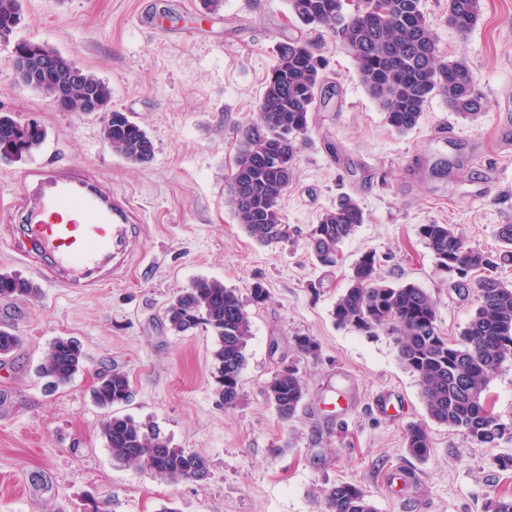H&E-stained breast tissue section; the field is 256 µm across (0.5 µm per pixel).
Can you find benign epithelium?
I'll use <instances>...</instances> for the list:
<instances>
[{
	"label": "benign epithelium",
	"mask_w": 512,
	"mask_h": 512,
	"mask_svg": "<svg viewBox=\"0 0 512 512\" xmlns=\"http://www.w3.org/2000/svg\"><path fill=\"white\" fill-rule=\"evenodd\" d=\"M12 67L23 87L40 89L59 111H72V99L76 97L79 99L78 112L81 115L102 113L107 116L111 113V110L104 107L96 84L89 81L83 70L64 56L53 59L15 47L12 53ZM50 67L55 68L60 79L54 85L45 86L41 84L42 75Z\"/></svg>",
	"instance_id": "obj_1"
}]
</instances>
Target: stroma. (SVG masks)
<instances>
[{
  "label": "stroma",
  "instance_id": "1",
  "mask_svg": "<svg viewBox=\"0 0 512 512\" xmlns=\"http://www.w3.org/2000/svg\"><path fill=\"white\" fill-rule=\"evenodd\" d=\"M22 21L0 38V112L36 118L47 140L31 158L0 159V270L38 286L34 298L1 299L0 328L21 344L0 361V512H321L322 489L360 487L376 512H485L512 497V433L496 447L431 421L418 378L392 336L338 326L332 311L353 264L375 253L387 282L413 283L437 304L443 336L456 339L476 309L458 275L441 268L418 234L452 224L497 254L512 221V0H482L473 29L446 20L447 0H421L444 60H464L486 108L470 121L434 97L419 125L400 134L360 81L353 57L325 29H307L288 0H23ZM303 36L326 61V102L314 112L278 209L287 232L264 245L228 203L239 126L256 120L279 42ZM47 44L112 88V106L149 133L152 160L132 164L104 142L98 115L57 111L16 82L17 39ZM67 167L128 198L136 235L116 273L98 287L61 288L17 248L32 198L24 173ZM364 224L337 266L318 263L309 233L341 195ZM238 294L251 321L240 397L223 406L213 377L217 338L172 332L166 309L198 278ZM267 290L252 299L254 284ZM313 338L315 354L295 348ZM80 343L72 381L49 387L39 366L56 338ZM295 364L308 393L290 420L267 400L280 366ZM124 371L133 396L121 415L159 429L171 446L209 462L202 481L175 484L113 460L105 413L92 399L97 374ZM428 425L431 450H406L410 424Z\"/></svg>",
  "mask_w": 512,
  "mask_h": 512
}]
</instances>
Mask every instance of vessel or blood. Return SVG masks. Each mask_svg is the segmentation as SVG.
Listing matches in <instances>:
<instances>
[{"label":"vessel or blood","mask_w":512,"mask_h":512,"mask_svg":"<svg viewBox=\"0 0 512 512\" xmlns=\"http://www.w3.org/2000/svg\"><path fill=\"white\" fill-rule=\"evenodd\" d=\"M38 191L27 217V235L35 241L49 270L63 272L67 288H91L90 272L127 250L134 214L109 192L55 169L37 171Z\"/></svg>","instance_id":"b4317fda"}]
</instances>
